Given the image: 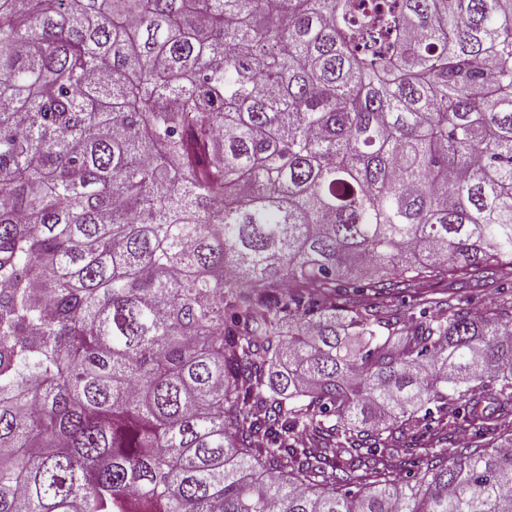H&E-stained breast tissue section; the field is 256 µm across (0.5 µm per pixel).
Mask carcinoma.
I'll return each instance as SVG.
<instances>
[{"instance_id": "obj_1", "label": "carcinoma", "mask_w": 512, "mask_h": 512, "mask_svg": "<svg viewBox=\"0 0 512 512\" xmlns=\"http://www.w3.org/2000/svg\"><path fill=\"white\" fill-rule=\"evenodd\" d=\"M0 512H512V0H0Z\"/></svg>"}]
</instances>
